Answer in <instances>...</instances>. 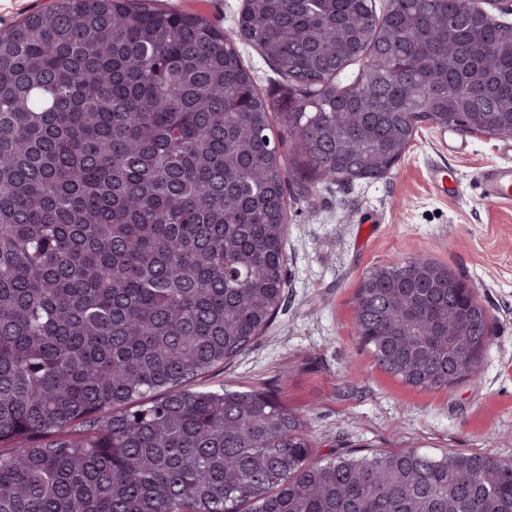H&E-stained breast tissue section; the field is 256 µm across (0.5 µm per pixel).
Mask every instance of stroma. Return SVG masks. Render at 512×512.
Instances as JSON below:
<instances>
[{
    "instance_id": "stroma-1",
    "label": "stroma",
    "mask_w": 512,
    "mask_h": 512,
    "mask_svg": "<svg viewBox=\"0 0 512 512\" xmlns=\"http://www.w3.org/2000/svg\"><path fill=\"white\" fill-rule=\"evenodd\" d=\"M152 7L200 12L236 37L260 92L282 78L238 37L245 0H152ZM448 150L443 130L422 125L395 169L380 179L322 182L288 193V288L271 329L206 385L263 389L297 413L322 452L417 448L465 450L512 459V207L484 200L477 179L512 165L504 141L464 134ZM449 167L456 191L438 194L430 166ZM426 257L460 273L493 325L477 378L423 390L378 367L354 336L355 294L373 267Z\"/></svg>"
}]
</instances>
